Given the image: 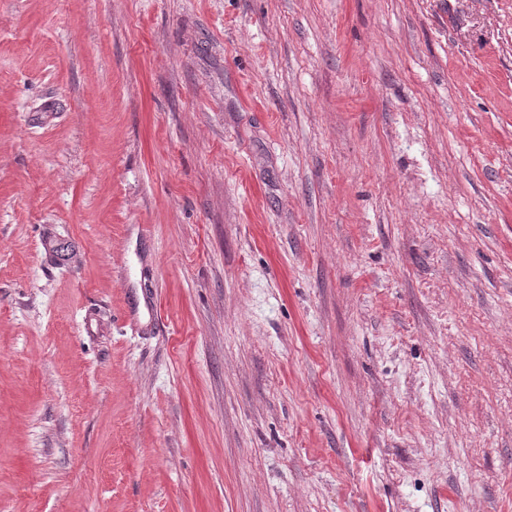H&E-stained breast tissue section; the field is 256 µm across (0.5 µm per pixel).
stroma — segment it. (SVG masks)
<instances>
[{
	"instance_id": "1",
	"label": "stroma",
	"mask_w": 512,
	"mask_h": 512,
	"mask_svg": "<svg viewBox=\"0 0 512 512\" xmlns=\"http://www.w3.org/2000/svg\"><path fill=\"white\" fill-rule=\"evenodd\" d=\"M0 512H512V0H0Z\"/></svg>"
}]
</instances>
